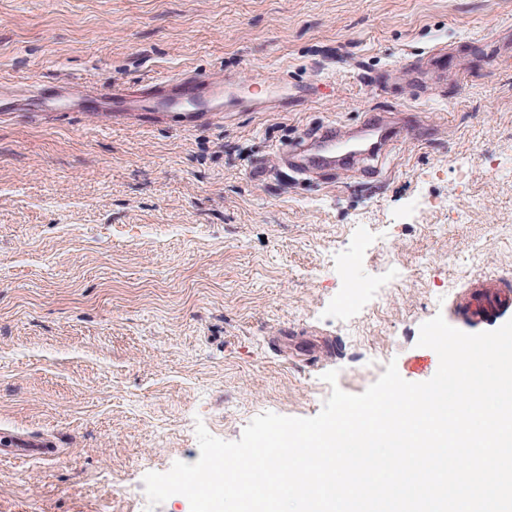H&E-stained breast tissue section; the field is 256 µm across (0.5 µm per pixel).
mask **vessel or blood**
I'll use <instances>...</instances> for the list:
<instances>
[{"label":"vessel or blood","mask_w":512,"mask_h":512,"mask_svg":"<svg viewBox=\"0 0 512 512\" xmlns=\"http://www.w3.org/2000/svg\"><path fill=\"white\" fill-rule=\"evenodd\" d=\"M203 91L207 92L210 100L209 111H222L223 86L211 82L204 73L190 70L175 78L155 80L151 86L132 96L112 90V112L116 115L123 112H153L161 118L171 112V100L194 99ZM401 133V127L384 113H371L356 142L348 144L344 158L351 166L362 164L368 158H376ZM338 143L334 124L316 126L296 142L291 154L295 168L304 173L335 169ZM511 310L512 285L492 275L471 280L455 295L450 306L453 316L476 325ZM12 454L16 457L48 459L53 456L54 450L50 443L23 439L13 448Z\"/></svg>","instance_id":"1"}]
</instances>
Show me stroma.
Returning a JSON list of instances; mask_svg holds the SVG:
<instances>
[{"mask_svg": "<svg viewBox=\"0 0 512 512\" xmlns=\"http://www.w3.org/2000/svg\"><path fill=\"white\" fill-rule=\"evenodd\" d=\"M189 67L234 81L210 123L71 109ZM1 81L0 432L58 452L0 457V512H190L143 478L196 462L197 424L427 381L438 292L512 280V0H0ZM370 112L422 124L378 173L285 166Z\"/></svg>", "mask_w": 512, "mask_h": 512, "instance_id": "obj_1", "label": "stroma"}]
</instances>
